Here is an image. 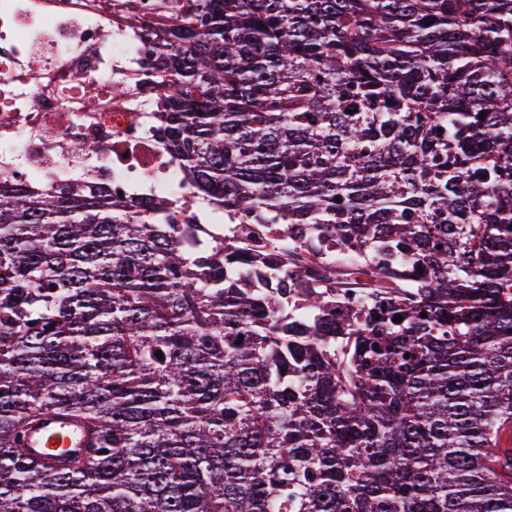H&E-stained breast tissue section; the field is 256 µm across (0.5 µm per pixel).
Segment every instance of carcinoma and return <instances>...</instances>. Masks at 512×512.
<instances>
[{
  "mask_svg": "<svg viewBox=\"0 0 512 512\" xmlns=\"http://www.w3.org/2000/svg\"><path fill=\"white\" fill-rule=\"evenodd\" d=\"M149 37L180 186L296 249L0 185V512H512V0H179ZM57 413L95 441L40 463Z\"/></svg>",
  "mask_w": 512,
  "mask_h": 512,
  "instance_id": "obj_1",
  "label": "carcinoma"
}]
</instances>
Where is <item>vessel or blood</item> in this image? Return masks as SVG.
I'll list each match as a JSON object with an SVG mask.
<instances>
[{
  "instance_id": "vessel-or-blood-1",
  "label": "vessel or blood",
  "mask_w": 512,
  "mask_h": 512,
  "mask_svg": "<svg viewBox=\"0 0 512 512\" xmlns=\"http://www.w3.org/2000/svg\"><path fill=\"white\" fill-rule=\"evenodd\" d=\"M91 434L84 424L64 414L50 416L25 432L29 453L37 459H50L58 449L78 452L89 447Z\"/></svg>"
}]
</instances>
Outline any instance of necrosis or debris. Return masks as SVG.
<instances>
[{
	"mask_svg": "<svg viewBox=\"0 0 512 512\" xmlns=\"http://www.w3.org/2000/svg\"><path fill=\"white\" fill-rule=\"evenodd\" d=\"M174 0H0V180L42 191L166 194L176 163L157 137L146 27ZM76 141L93 144L77 153Z\"/></svg>",
	"mask_w": 512,
	"mask_h": 512,
	"instance_id": "1",
	"label": "necrosis or debris"
}]
</instances>
